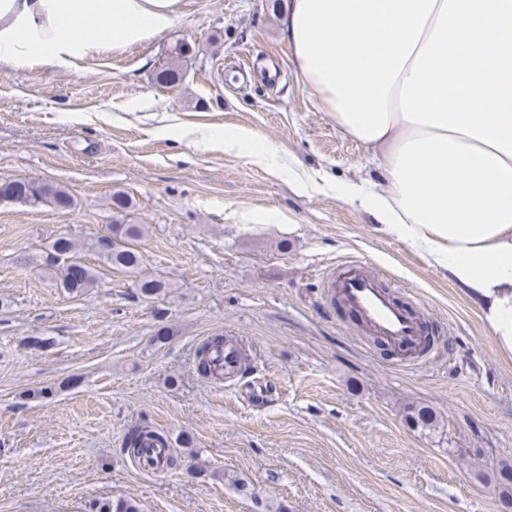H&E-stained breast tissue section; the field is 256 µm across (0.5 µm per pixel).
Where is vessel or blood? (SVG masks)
<instances>
[{
  "label": "vessel or blood",
  "instance_id": "b4317fda",
  "mask_svg": "<svg viewBox=\"0 0 512 512\" xmlns=\"http://www.w3.org/2000/svg\"><path fill=\"white\" fill-rule=\"evenodd\" d=\"M325 282L355 321L404 352L407 364H414L422 353L427 320L422 312L396 301L380 270L357 259H346L328 269Z\"/></svg>",
  "mask_w": 512,
  "mask_h": 512
}]
</instances>
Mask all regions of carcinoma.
<instances>
[{"label": "carcinoma", "instance_id": "obj_1", "mask_svg": "<svg viewBox=\"0 0 512 512\" xmlns=\"http://www.w3.org/2000/svg\"><path fill=\"white\" fill-rule=\"evenodd\" d=\"M184 56L185 47L175 46L171 51L170 60L157 72V80L167 86L178 85L182 80L180 59ZM0 199L28 207L47 205L56 210H69L74 203L70 191L65 186L36 179L25 180L20 188L12 183L0 182ZM146 231L147 227L144 224H113L110 246L105 245L101 238L92 244L81 243L66 236L57 238L52 243V250L62 259V263L56 265L53 272L57 276L60 287L70 295L79 297L97 286L100 280L99 271L85 262L78 261L79 254L86 248L96 252L100 263L109 270L137 272L143 263L138 241ZM168 287L169 284L166 281L158 278L144 277L136 283L139 294L144 298L158 295ZM226 346L239 352L243 364L239 374L246 375L249 366L245 351L237 342L222 335L212 336L196 348L194 353L196 371L205 378L215 380L226 378L223 368L217 366L216 362V355L223 352ZM410 414L411 419L425 430L431 431L438 426L436 416L426 407H412ZM167 447H169L167 437L149 425H139L130 429L122 444L123 451L138 464L150 449ZM493 476L500 498L512 502V463L506 461L497 463ZM97 512H141V507L134 499L117 498L100 503Z\"/></svg>", "mask_w": 512, "mask_h": 512}]
</instances>
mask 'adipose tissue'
Here are the masks:
<instances>
[{
	"label": "adipose tissue",
	"mask_w": 512,
	"mask_h": 512,
	"mask_svg": "<svg viewBox=\"0 0 512 512\" xmlns=\"http://www.w3.org/2000/svg\"><path fill=\"white\" fill-rule=\"evenodd\" d=\"M184 0H0V67L69 70L167 32ZM291 58L384 175L344 196L468 289L512 355V0H288ZM201 142L260 161L245 127Z\"/></svg>",
	"instance_id": "ef3b65f1"
}]
</instances>
